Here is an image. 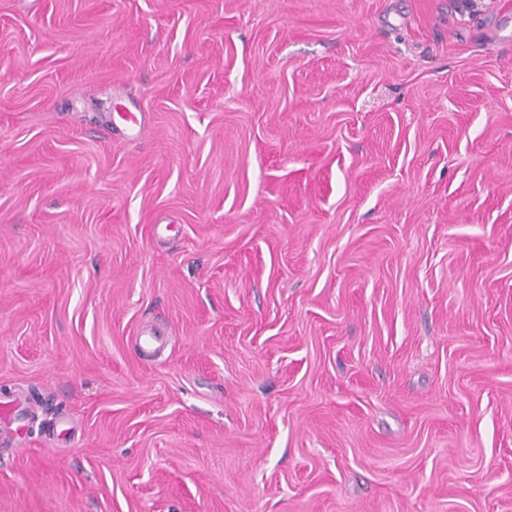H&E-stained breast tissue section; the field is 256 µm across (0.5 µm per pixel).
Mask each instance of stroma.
<instances>
[{
  "mask_svg": "<svg viewBox=\"0 0 512 512\" xmlns=\"http://www.w3.org/2000/svg\"><path fill=\"white\" fill-rule=\"evenodd\" d=\"M4 394L0 512H512V0H0Z\"/></svg>",
  "mask_w": 512,
  "mask_h": 512,
  "instance_id": "1",
  "label": "stroma"
}]
</instances>
